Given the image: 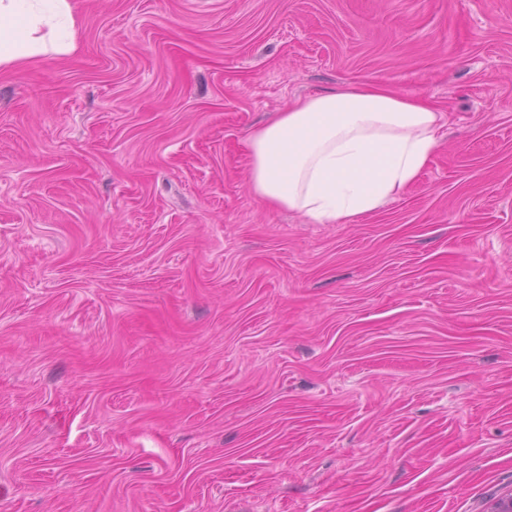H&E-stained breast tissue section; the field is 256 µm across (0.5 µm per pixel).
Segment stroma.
I'll use <instances>...</instances> for the list:
<instances>
[{"label": "stroma", "mask_w": 512, "mask_h": 512, "mask_svg": "<svg viewBox=\"0 0 512 512\" xmlns=\"http://www.w3.org/2000/svg\"><path fill=\"white\" fill-rule=\"evenodd\" d=\"M0 71V512H490L512 490V0H73ZM377 81L444 113L354 224L247 137Z\"/></svg>", "instance_id": "1"}]
</instances>
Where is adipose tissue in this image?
I'll return each instance as SVG.
<instances>
[{
  "mask_svg": "<svg viewBox=\"0 0 512 512\" xmlns=\"http://www.w3.org/2000/svg\"><path fill=\"white\" fill-rule=\"evenodd\" d=\"M72 0H0V68L76 45ZM444 114L365 81L295 101L248 138L250 190L321 224H353L400 195L437 150Z\"/></svg>",
  "mask_w": 512,
  "mask_h": 512,
  "instance_id": "adipose-tissue-1",
  "label": "adipose tissue"
}]
</instances>
